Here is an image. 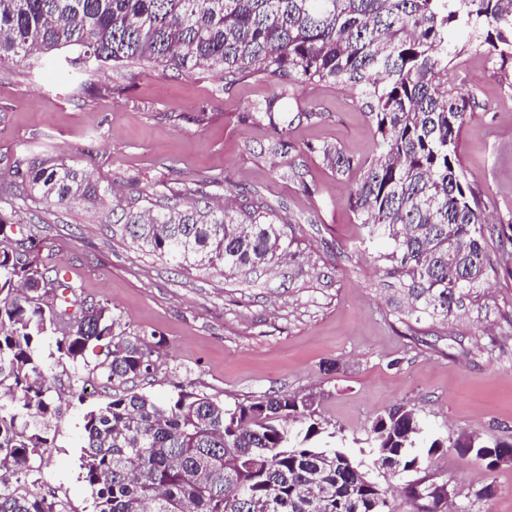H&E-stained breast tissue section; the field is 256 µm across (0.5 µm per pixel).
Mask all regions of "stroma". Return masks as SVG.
Segmentation results:
<instances>
[{
    "instance_id": "obj_1",
    "label": "stroma",
    "mask_w": 512,
    "mask_h": 512,
    "mask_svg": "<svg viewBox=\"0 0 512 512\" xmlns=\"http://www.w3.org/2000/svg\"><path fill=\"white\" fill-rule=\"evenodd\" d=\"M451 81L479 106L457 139L469 180L482 188L492 224H512V88L486 57L455 64ZM269 84L233 88L210 71L185 76L151 65H0V200L17 193L19 157L49 154L85 170L106 204L55 205L29 192L19 216L43 240L46 264H62L79 301L109 302L126 332L154 336L157 370L144 390L164 399L176 385L231 405L271 392L319 395V412L341 429L352 454L386 486L406 483L375 467L367 438L376 416L413 407L441 437L512 438V267L496 246L488 283L451 314H411L395 278L375 261L377 242L347 205L352 185L314 151L337 145L360 161L377 155L370 118L329 83L294 91L288 122L248 120ZM315 109L317 123L297 119ZM282 155L268 153L273 140ZM296 176H289V169ZM162 187L193 190L213 204L257 191L294 216L286 231L295 261L231 277L180 269L132 243L106 218L110 205ZM42 350L55 394L66 401L40 472L67 512H91L81 477L77 375ZM482 468L447 448L424 461L417 479L446 483L445 512H512V458L491 473L495 493L479 497Z\"/></svg>"
}]
</instances>
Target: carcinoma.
<instances>
[{
    "instance_id": "carcinoma-1",
    "label": "carcinoma",
    "mask_w": 512,
    "mask_h": 512,
    "mask_svg": "<svg viewBox=\"0 0 512 512\" xmlns=\"http://www.w3.org/2000/svg\"><path fill=\"white\" fill-rule=\"evenodd\" d=\"M70 49L99 66L158 65L190 74L207 68L231 87L252 77L276 92L249 117L277 127L298 84L327 82L356 95L375 125L379 155L357 165L340 147L314 148L336 174L360 167L347 203L379 260L419 309L450 313L483 287L489 234L500 248L512 224L488 220L456 152L475 95L448 84L470 52L495 61L512 87V0H0V63L36 61ZM12 175L20 192L57 205L103 203L83 170L33 154ZM152 208L131 196L112 223L180 267L230 276L273 269L296 256L289 224L266 201L241 195L213 207L192 193L154 192ZM43 240L16 225L0 248V512H64L38 490L50 431L62 415L42 352L85 360L106 349L92 372L103 399L82 410L81 477L92 512H394L391 488L372 479L340 446L342 431L316 411L311 393L274 392L228 408L215 395L178 387L166 400L136 388L154 376L155 345L116 331L109 304L78 302L61 266L39 256ZM374 463L416 472L444 448L493 472L512 442L438 437L415 409L396 405L370 428ZM406 497L442 512L447 486L409 482Z\"/></svg>"
}]
</instances>
